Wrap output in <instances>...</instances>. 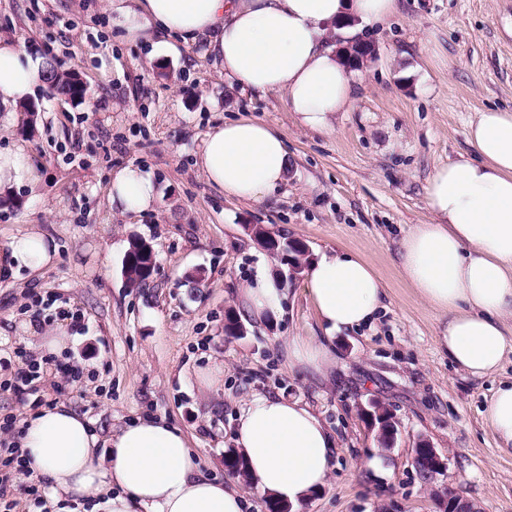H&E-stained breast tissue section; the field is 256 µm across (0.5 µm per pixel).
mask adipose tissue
<instances>
[{
  "instance_id": "ef3b65f1",
  "label": "adipose tissue",
  "mask_w": 512,
  "mask_h": 512,
  "mask_svg": "<svg viewBox=\"0 0 512 512\" xmlns=\"http://www.w3.org/2000/svg\"><path fill=\"white\" fill-rule=\"evenodd\" d=\"M126 39L151 41L155 56L177 42L204 41L231 87L285 92L300 125L328 130L351 101L352 85L337 41L355 22L381 21L397 0H112ZM45 58L0 39V105L27 104L45 78ZM474 158L438 166L426 187L433 223L400 241L402 277L447 316L441 344L459 368L482 377L512 355V113L488 110L469 127ZM211 184L226 197L261 201L290 167L285 140L263 121L236 118L208 133L200 156ZM22 145L0 152V188L35 184ZM110 200L126 210L155 201L149 174L128 167L113 178ZM57 245L37 228L13 236L0 253V276L50 266ZM326 333L369 323L386 290L374 269L350 254H325L305 271ZM501 450L512 453V383L497 388L484 411ZM236 443L250 481L297 506L320 490L334 461V441L300 401L259 396L240 414ZM31 470L47 479L60 512L79 500L92 512H246L235 485L206 475L185 435L162 420L138 419L100 436L66 404L24 423L17 443Z\"/></svg>"
}]
</instances>
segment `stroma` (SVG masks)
I'll list each match as a JSON object with an SVG mask.
<instances>
[{"label": "stroma", "instance_id": "obj_1", "mask_svg": "<svg viewBox=\"0 0 512 512\" xmlns=\"http://www.w3.org/2000/svg\"><path fill=\"white\" fill-rule=\"evenodd\" d=\"M2 36L77 70L86 96L77 105L39 89L30 126L7 123L0 107V150L25 145L40 177L0 203V249L32 224L59 245L42 272L0 278V421L44 401L70 404L102 435L163 418L221 479L242 411L255 397L281 396L308 405L335 442L326 486L294 512H438L443 488L484 512H512V455L483 416L493 391L512 381V357L483 378L458 369L439 343L442 315L396 260L400 238L433 221L425 203L433 169L472 155L470 121L488 109L512 112V0H398L394 17L365 29L377 56L352 71L353 100L329 131L300 127L284 93L230 88L204 43L149 60L148 43L123 38L109 0H0ZM242 116L280 132L291 158L286 181L259 203L225 197L198 166L210 130ZM127 167L152 175V209L112 208L111 179ZM248 224L303 241L315 257L357 255L382 279V308L331 339L326 374L289 368V340H319L325 330L305 277H289ZM137 239L152 244L155 267L132 288L122 267ZM260 269L280 283L282 315L225 335V314L239 313V294ZM35 293L81 313L59 357L79 376L48 370L21 402L5 387L16 350L42 359V334L72 327L46 319ZM375 398L398 421L387 452L360 415ZM423 438L448 459L429 484L414 459Z\"/></svg>", "mask_w": 512, "mask_h": 512}]
</instances>
